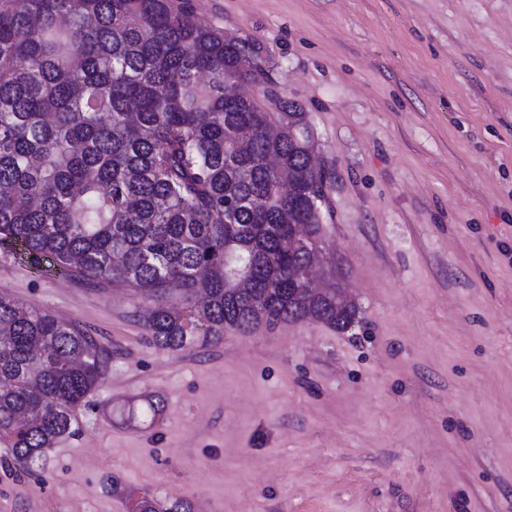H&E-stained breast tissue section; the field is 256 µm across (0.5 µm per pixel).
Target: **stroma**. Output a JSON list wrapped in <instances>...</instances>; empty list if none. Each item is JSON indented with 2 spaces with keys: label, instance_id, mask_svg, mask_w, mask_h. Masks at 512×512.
Segmentation results:
<instances>
[{
  "label": "stroma",
  "instance_id": "stroma-1",
  "mask_svg": "<svg viewBox=\"0 0 512 512\" xmlns=\"http://www.w3.org/2000/svg\"><path fill=\"white\" fill-rule=\"evenodd\" d=\"M190 3L308 113L358 321L171 352L131 290L0 246V293L112 348L37 475L0 447V512H126L116 481L194 512H512V0Z\"/></svg>",
  "mask_w": 512,
  "mask_h": 512
}]
</instances>
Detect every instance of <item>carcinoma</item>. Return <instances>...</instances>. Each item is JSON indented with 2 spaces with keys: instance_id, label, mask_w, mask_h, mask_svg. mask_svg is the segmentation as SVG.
<instances>
[{
  "instance_id": "cac0c4a2",
  "label": "carcinoma",
  "mask_w": 512,
  "mask_h": 512,
  "mask_svg": "<svg viewBox=\"0 0 512 512\" xmlns=\"http://www.w3.org/2000/svg\"><path fill=\"white\" fill-rule=\"evenodd\" d=\"M272 85L257 41L201 25L190 0H0V244L145 300L178 291L142 315L169 351L303 318L351 328L342 268L329 296L303 291L336 174ZM111 361L78 325L0 293L7 465L35 475ZM112 493L128 512H193Z\"/></svg>"
}]
</instances>
